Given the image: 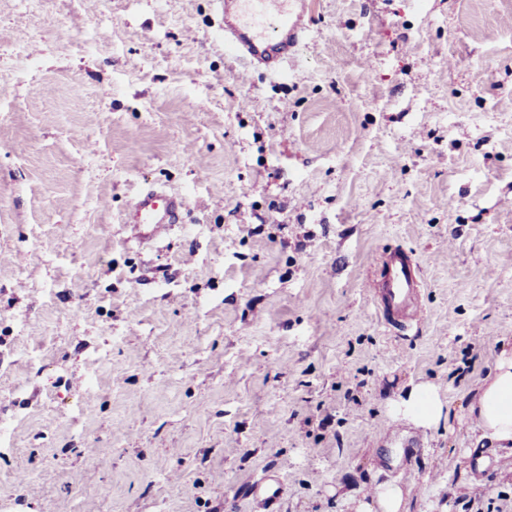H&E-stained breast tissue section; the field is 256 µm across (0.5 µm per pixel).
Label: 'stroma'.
<instances>
[{
    "mask_svg": "<svg viewBox=\"0 0 512 512\" xmlns=\"http://www.w3.org/2000/svg\"><path fill=\"white\" fill-rule=\"evenodd\" d=\"M307 2L276 78L212 0H0V512H512L468 414L512 349V0ZM149 187L189 208L140 246ZM420 383L432 430L390 412ZM380 274L367 285L375 313L390 327L407 329L422 322L425 312L418 302V266L405 250H393L379 259ZM403 506L402 488L395 482H384L358 501L356 512H402Z\"/></svg>",
    "mask_w": 512,
    "mask_h": 512,
    "instance_id": "stroma-1",
    "label": "stroma"
}]
</instances>
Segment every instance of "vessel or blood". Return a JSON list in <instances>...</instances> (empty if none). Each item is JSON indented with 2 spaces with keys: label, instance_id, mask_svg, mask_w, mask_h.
I'll use <instances>...</instances> for the list:
<instances>
[{
  "label": "vessel or blood",
  "instance_id": "1",
  "mask_svg": "<svg viewBox=\"0 0 512 512\" xmlns=\"http://www.w3.org/2000/svg\"><path fill=\"white\" fill-rule=\"evenodd\" d=\"M224 18V48L246 69L264 67L281 76L305 40L309 24L306 0H217ZM187 209L186 199L161 188L133 195L126 206L125 224L130 241L158 240ZM380 274L367 285L375 313L390 327L405 329L422 322L425 312L418 302V267L405 250L385 253Z\"/></svg>",
  "mask_w": 512,
  "mask_h": 512
}]
</instances>
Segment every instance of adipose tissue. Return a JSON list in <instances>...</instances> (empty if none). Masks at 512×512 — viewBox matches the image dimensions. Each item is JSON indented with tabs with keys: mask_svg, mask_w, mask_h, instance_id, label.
Wrapping results in <instances>:
<instances>
[{
	"mask_svg": "<svg viewBox=\"0 0 512 512\" xmlns=\"http://www.w3.org/2000/svg\"><path fill=\"white\" fill-rule=\"evenodd\" d=\"M468 413L492 449L512 450V351H502L490 376L474 394ZM394 419L428 430L448 417L445 402L429 384L412 386L392 406Z\"/></svg>",
	"mask_w": 512,
	"mask_h": 512,
	"instance_id": "obj_1",
	"label": "adipose tissue"
}]
</instances>
